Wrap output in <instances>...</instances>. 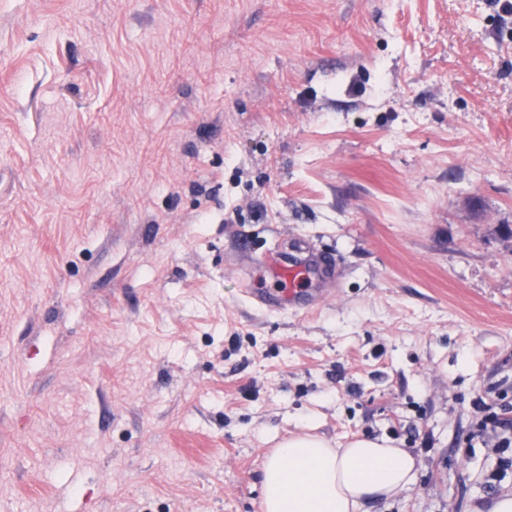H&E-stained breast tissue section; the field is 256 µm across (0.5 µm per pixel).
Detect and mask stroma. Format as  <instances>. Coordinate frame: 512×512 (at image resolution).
I'll return each mask as SVG.
<instances>
[{"mask_svg":"<svg viewBox=\"0 0 512 512\" xmlns=\"http://www.w3.org/2000/svg\"><path fill=\"white\" fill-rule=\"evenodd\" d=\"M272 250L312 312L242 296ZM493 414L503 0H0V512H260L307 425L415 457L366 512H470Z\"/></svg>","mask_w":512,"mask_h":512,"instance_id":"stroma-1","label":"stroma"}]
</instances>
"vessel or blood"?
<instances>
[{
	"label": "vessel or blood",
	"mask_w": 512,
	"mask_h": 512,
	"mask_svg": "<svg viewBox=\"0 0 512 512\" xmlns=\"http://www.w3.org/2000/svg\"><path fill=\"white\" fill-rule=\"evenodd\" d=\"M314 260L275 261L273 266L276 288L265 292L243 289L242 294L256 308L268 312L302 310V286L316 269Z\"/></svg>",
	"instance_id": "1"
}]
</instances>
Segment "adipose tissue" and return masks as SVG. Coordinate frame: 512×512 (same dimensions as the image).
I'll use <instances>...</instances> for the list:
<instances>
[{
    "instance_id": "obj_1",
    "label": "adipose tissue",
    "mask_w": 512,
    "mask_h": 512,
    "mask_svg": "<svg viewBox=\"0 0 512 512\" xmlns=\"http://www.w3.org/2000/svg\"><path fill=\"white\" fill-rule=\"evenodd\" d=\"M416 461L403 448L360 437L342 448L292 433L263 468L261 512H362L366 503L409 491Z\"/></svg>"
}]
</instances>
